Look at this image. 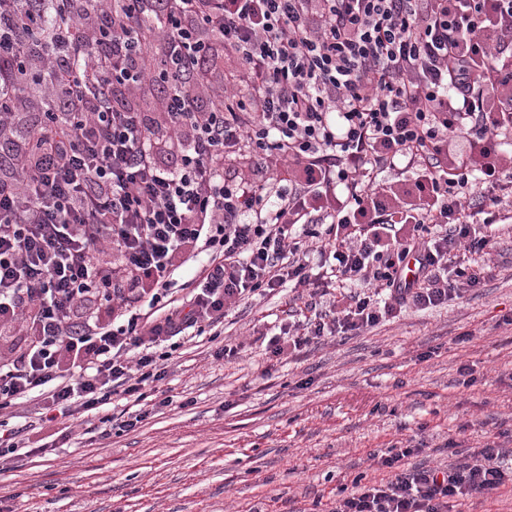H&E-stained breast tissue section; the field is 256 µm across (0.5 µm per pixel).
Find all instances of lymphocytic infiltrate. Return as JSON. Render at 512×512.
Masks as SVG:
<instances>
[{"label": "lymphocytic infiltrate", "mask_w": 512, "mask_h": 512, "mask_svg": "<svg viewBox=\"0 0 512 512\" xmlns=\"http://www.w3.org/2000/svg\"><path fill=\"white\" fill-rule=\"evenodd\" d=\"M7 51L53 75L32 100L25 68L0 72V410L41 402L42 425L141 428L180 341L288 282L306 314L274 357L462 297L479 280L452 251L490 255L512 204V0H7ZM221 53L238 68L208 97ZM155 83L159 114L134 95ZM244 152L249 177L225 166ZM53 448L0 430V472ZM426 451L372 454L388 480L329 512H455L512 484V448L410 465Z\"/></svg>", "instance_id": "1"}]
</instances>
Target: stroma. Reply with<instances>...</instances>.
<instances>
[{
	"label": "stroma",
	"mask_w": 512,
	"mask_h": 512,
	"mask_svg": "<svg viewBox=\"0 0 512 512\" xmlns=\"http://www.w3.org/2000/svg\"><path fill=\"white\" fill-rule=\"evenodd\" d=\"M470 265L479 286L447 305L280 357L267 338L288 325L290 288L229 311L239 355L185 344L159 384L171 406L119 436L73 427L53 454L0 473V512H328L355 477L385 478L371 453L411 436L429 446L417 466L448 464L452 441L512 445V222ZM463 332L472 341L455 344Z\"/></svg>",
	"instance_id": "1"
}]
</instances>
